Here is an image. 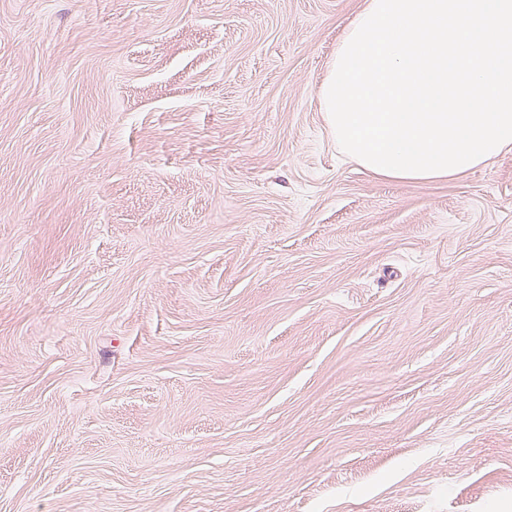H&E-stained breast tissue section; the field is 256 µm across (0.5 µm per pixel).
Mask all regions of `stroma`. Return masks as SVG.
<instances>
[{"mask_svg":"<svg viewBox=\"0 0 512 512\" xmlns=\"http://www.w3.org/2000/svg\"><path fill=\"white\" fill-rule=\"evenodd\" d=\"M365 0H0V512H512V151L341 153Z\"/></svg>","mask_w":512,"mask_h":512,"instance_id":"1","label":"stroma"}]
</instances>
